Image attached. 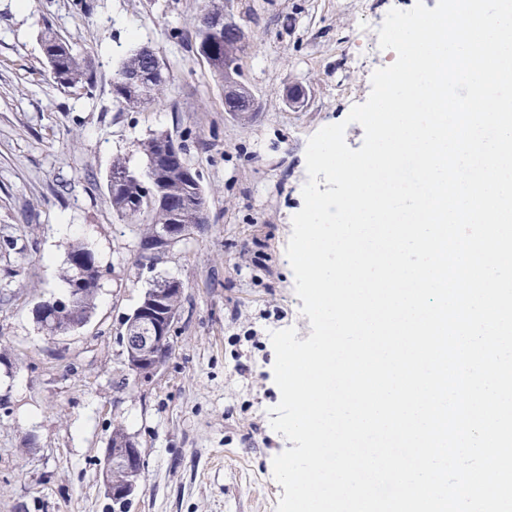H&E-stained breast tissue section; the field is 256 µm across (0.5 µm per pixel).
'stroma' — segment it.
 I'll use <instances>...</instances> for the list:
<instances>
[{
    "label": "stroma",
    "instance_id": "stroma-1",
    "mask_svg": "<svg viewBox=\"0 0 512 512\" xmlns=\"http://www.w3.org/2000/svg\"><path fill=\"white\" fill-rule=\"evenodd\" d=\"M419 0H224L251 34L239 80L259 110L238 120L195 52L204 0H0V512H110L100 474L112 431L137 442L140 490L125 512H275L274 457L290 443L270 426L280 401L270 334L311 333L285 249L303 206L306 148L347 123L374 70L395 60L377 31ZM53 31L96 71L92 94L54 82L43 52ZM165 66L164 91L127 108L113 93L134 50ZM302 85L293 109L285 88ZM166 131L199 176L207 222L139 263V225L118 216L115 158L145 165L141 143ZM69 225L70 234L57 233ZM101 271L81 329L50 336L35 306L67 294L73 243ZM183 284L172 353L153 377L126 364V318L153 278Z\"/></svg>",
    "mask_w": 512,
    "mask_h": 512
}]
</instances>
